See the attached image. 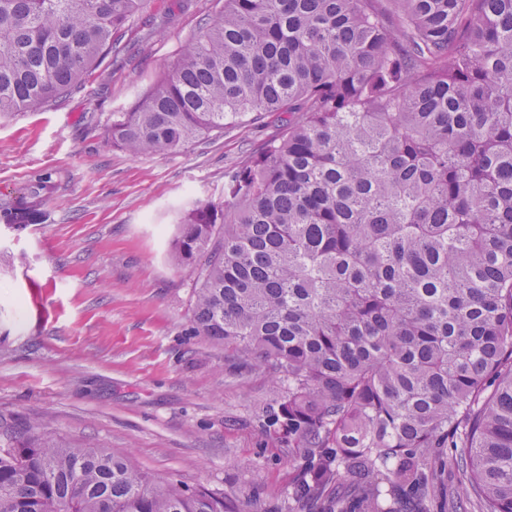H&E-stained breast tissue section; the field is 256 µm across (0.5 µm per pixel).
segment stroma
Here are the masks:
<instances>
[{
	"instance_id": "1",
	"label": "stroma",
	"mask_w": 512,
	"mask_h": 512,
	"mask_svg": "<svg viewBox=\"0 0 512 512\" xmlns=\"http://www.w3.org/2000/svg\"><path fill=\"white\" fill-rule=\"evenodd\" d=\"M224 0H154L120 68L51 107L0 116V201L40 175L42 223L0 226V424L131 457L156 483L204 488L237 512H274L291 463L264 447L271 377L239 370L189 333L191 268L170 260L192 200L224 201V175L275 135L272 115L166 155L112 148L105 126L159 81Z\"/></svg>"
}]
</instances>
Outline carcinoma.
Returning <instances> with one entry per match:
<instances>
[{
	"label": "carcinoma",
	"instance_id": "cac0c4a2",
	"mask_svg": "<svg viewBox=\"0 0 512 512\" xmlns=\"http://www.w3.org/2000/svg\"><path fill=\"white\" fill-rule=\"evenodd\" d=\"M149 5L0 0V114L117 64ZM279 113L171 261L198 270L190 334L275 380L282 512H512V0H224L105 136L161 155ZM0 512L233 510L28 423L0 430Z\"/></svg>",
	"mask_w": 512,
	"mask_h": 512
}]
</instances>
